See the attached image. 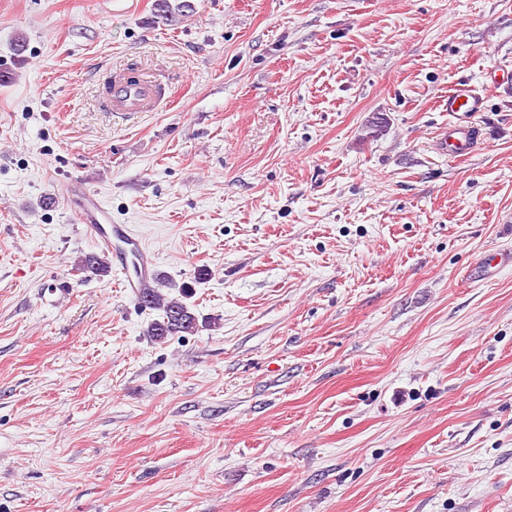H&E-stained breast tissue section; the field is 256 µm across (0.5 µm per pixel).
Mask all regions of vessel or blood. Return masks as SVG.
I'll list each match as a JSON object with an SVG mask.
<instances>
[{
    "instance_id": "vessel-or-blood-1",
    "label": "vessel or blood",
    "mask_w": 512,
    "mask_h": 512,
    "mask_svg": "<svg viewBox=\"0 0 512 512\" xmlns=\"http://www.w3.org/2000/svg\"><path fill=\"white\" fill-rule=\"evenodd\" d=\"M167 99L162 83L149 78L133 81L117 69L105 71L103 104L107 111L129 115L151 112ZM482 109L483 99L471 85H455L448 93V125L437 137V150L453 157L469 155L478 136L464 116ZM76 206L83 228L107 251L113 265L121 271V284L128 296H138L154 275L157 265L154 252L145 245L134 225L113 223L111 211L97 194L81 191Z\"/></svg>"
}]
</instances>
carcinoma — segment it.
Segmentation results:
<instances>
[{
    "mask_svg": "<svg viewBox=\"0 0 512 512\" xmlns=\"http://www.w3.org/2000/svg\"><path fill=\"white\" fill-rule=\"evenodd\" d=\"M154 15L157 19L167 23L185 17L193 11L191 0H180L172 4L170 0H154ZM78 266L95 276H102L109 272V262L99 254L90 253L79 260ZM161 284H154L143 289L139 296L142 306L159 311V318L153 320L147 329V335L156 342H163L170 336L193 335L198 332V317L190 304L187 303L188 290L181 286L180 296L168 297L160 291Z\"/></svg>",
    "mask_w": 512,
    "mask_h": 512,
    "instance_id": "carcinoma-1",
    "label": "carcinoma"
}]
</instances>
